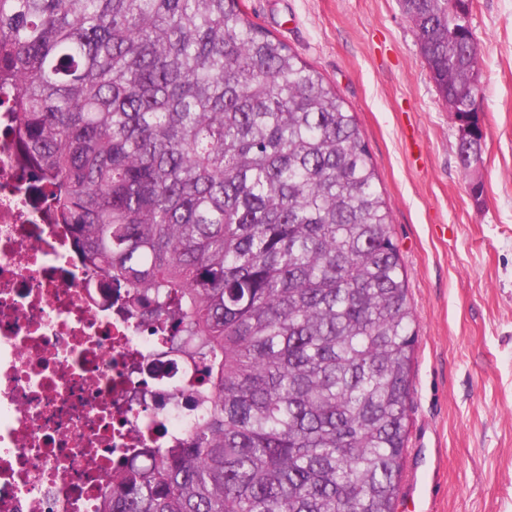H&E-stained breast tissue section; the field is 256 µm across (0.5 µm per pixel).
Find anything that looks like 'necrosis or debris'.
<instances>
[{"label":"necrosis or debris","mask_w":512,"mask_h":512,"mask_svg":"<svg viewBox=\"0 0 512 512\" xmlns=\"http://www.w3.org/2000/svg\"><path fill=\"white\" fill-rule=\"evenodd\" d=\"M0 113V512H96L112 463L186 436L189 369L88 273Z\"/></svg>","instance_id":"1"}]
</instances>
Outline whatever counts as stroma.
I'll return each instance as SVG.
<instances>
[{
	"label": "stroma",
	"instance_id": "1",
	"mask_svg": "<svg viewBox=\"0 0 512 512\" xmlns=\"http://www.w3.org/2000/svg\"><path fill=\"white\" fill-rule=\"evenodd\" d=\"M244 5L336 87L376 166L417 336L402 495L417 512H512V0H473L485 126L475 177L400 0Z\"/></svg>",
	"mask_w": 512,
	"mask_h": 512
}]
</instances>
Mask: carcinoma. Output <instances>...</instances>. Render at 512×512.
<instances>
[{"label":"carcinoma","mask_w":512,"mask_h":512,"mask_svg":"<svg viewBox=\"0 0 512 512\" xmlns=\"http://www.w3.org/2000/svg\"><path fill=\"white\" fill-rule=\"evenodd\" d=\"M472 0H411L458 156ZM0 92L87 267L204 366L189 435L99 512H395L416 343L356 117L242 0H0Z\"/></svg>","instance_id":"1"}]
</instances>
